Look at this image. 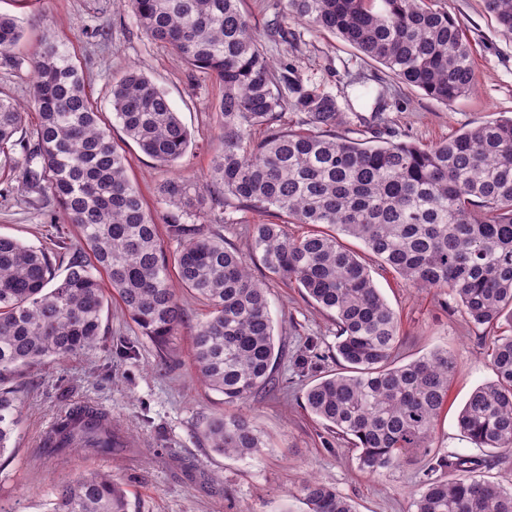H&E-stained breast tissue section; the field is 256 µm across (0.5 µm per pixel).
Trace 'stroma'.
<instances>
[{
  "mask_svg": "<svg viewBox=\"0 0 512 512\" xmlns=\"http://www.w3.org/2000/svg\"><path fill=\"white\" fill-rule=\"evenodd\" d=\"M437 3L461 25L478 79L473 94L445 104L400 82L384 65L338 36L311 32L284 11L281 0H243L242 8L264 34L270 58L290 63L304 86L334 94L345 112L361 115L357 128L364 139L428 146L463 127L493 117L512 118V35L500 30L484 0ZM38 8L41 18L27 30L19 55H27L44 35L69 39L87 77V90L107 116L112 113V80L127 66H136L164 90L190 132L192 144L173 167L160 165L135 143L124 146L131 177L157 223L165 224L167 207L158 195L159 186L175 178L196 184L221 149L215 106L223 87L149 39L127 0H40ZM271 23L294 34V41L268 37ZM86 27L99 29V36H83ZM366 87L381 95V117H374L372 101L362 98ZM257 220L255 214L217 206L204 208L199 218L205 233L223 238L226 246L246 257L254 277L268 284L275 333L285 345L274 370L278 390L261 389L244 403L226 406L223 395L194 379L189 332L176 336L173 362L159 365L137 326L119 304H110L103 315V343L64 361L45 362L19 377L25 397L20 424L9 449L0 455V512H47L55 484L92 470L109 471L121 479L129 491V512H304L299 487L311 477L336 489L356 512H413L429 456L418 452L382 473L361 472L356 450L302 407L301 395L311 375L337 370L331 357L336 327L299 289L270 280L251 257L247 226ZM0 235L47 250L58 239L75 240L73 226L56 207L33 209L18 194L0 196ZM350 246L360 251L399 317L400 360L439 348L448 349L455 360L435 452L475 455L457 416L470 393L493 376L485 334L460 313L454 294L412 288L364 251L360 242L351 241ZM123 339L137 345L136 354L121 350ZM310 344L325 358L304 376L292 356ZM83 403L109 413L124 433L123 447L113 449L111 456L45 448V436L61 411ZM227 412L248 415L260 431L264 446L253 457L239 459L211 450L205 427L211 418Z\"/></svg>",
  "mask_w": 512,
  "mask_h": 512,
  "instance_id": "stroma-1",
  "label": "stroma"
}]
</instances>
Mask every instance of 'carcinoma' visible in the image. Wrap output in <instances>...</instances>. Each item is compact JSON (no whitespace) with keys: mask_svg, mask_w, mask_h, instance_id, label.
Instances as JSON below:
<instances>
[{"mask_svg":"<svg viewBox=\"0 0 512 512\" xmlns=\"http://www.w3.org/2000/svg\"><path fill=\"white\" fill-rule=\"evenodd\" d=\"M240 3L129 0L151 40L224 86L216 106L221 150L196 189L198 208L222 198L226 208L275 218L252 225L251 254L275 279L304 290L336 325L334 358L342 371L315 379L303 406L359 451L361 471L378 474L408 453L433 448L448 402L453 358L442 349L400 362L397 314L358 252L344 244L351 237L411 286L451 291L464 317L484 327L493 378L470 394L458 425L476 448L495 451L498 460L512 457V119H488L429 147L340 135L338 128L351 125L349 114L335 96L304 87L291 67L270 61ZM484 5L512 34V0ZM284 7L441 103L476 89L470 44L434 0H285ZM23 37L22 22L0 14L1 68L21 65L15 48ZM27 62V104L0 97V193L19 189L33 205L54 203L75 226L78 248L59 281L55 253L0 236V378L98 345L111 296L161 364L173 356V338L189 329L194 377L224 404L272 385L283 345L267 284L224 239L180 222L191 204L182 181L160 190L173 208L168 231L180 241L169 256L67 44L46 37ZM109 96L116 122L145 155L164 166L186 155L190 134L147 75L123 71ZM286 108L304 114L306 128L278 126ZM31 110L37 123L28 147L16 134ZM20 144L19 161L13 150ZM290 224L309 230L295 235ZM178 286L208 307L204 320L186 323ZM20 405L18 388H0V454ZM207 436L210 448L228 456L264 447L240 414L212 418ZM121 440L112 417L86 404L56 418L44 447L106 456ZM484 464L433 456L414 512H512V488L477 474ZM299 492L308 512H356L316 479ZM50 512H129V497L112 474L89 472L53 487Z\"/></svg>","mask_w":512,"mask_h":512,"instance_id":"1","label":"carcinoma"}]
</instances>
